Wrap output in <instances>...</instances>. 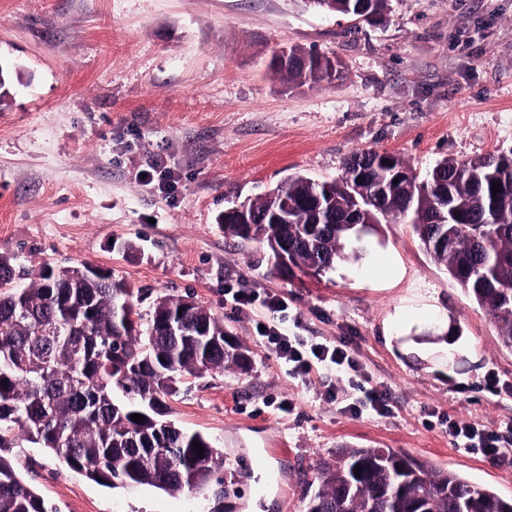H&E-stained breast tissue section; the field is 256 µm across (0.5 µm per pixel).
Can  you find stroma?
<instances>
[{
	"mask_svg": "<svg viewBox=\"0 0 512 512\" xmlns=\"http://www.w3.org/2000/svg\"><path fill=\"white\" fill-rule=\"evenodd\" d=\"M292 46L334 60L335 80L270 76ZM0 69V256L29 273L112 269L143 312L192 296L252 357L246 373L183 376L166 400L170 419L223 453L237 495L112 489L40 446L6 449L58 512H303L316 465L345 445L394 448L512 498V468L448 435L452 419L512 424V394L488 383H512V350L409 225L380 224L358 264L311 275L278 272L218 223L290 174L340 177L357 150L421 174L443 158L512 153V0H389L355 26L306 0H0ZM159 157L166 193L140 179ZM229 284L252 305L237 310ZM261 323L347 344L355 382L320 368L290 377ZM451 328L466 353L449 351ZM372 387L387 390L388 413L350 414Z\"/></svg>",
	"mask_w": 512,
	"mask_h": 512,
	"instance_id": "stroma-1",
	"label": "stroma"
}]
</instances>
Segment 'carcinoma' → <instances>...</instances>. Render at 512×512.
Returning a JSON list of instances; mask_svg holds the SVG:
<instances>
[{"label":"carcinoma","mask_w":512,"mask_h":512,"mask_svg":"<svg viewBox=\"0 0 512 512\" xmlns=\"http://www.w3.org/2000/svg\"><path fill=\"white\" fill-rule=\"evenodd\" d=\"M308 65H271L283 82L319 84L336 71L320 67L315 51L291 48ZM385 155L379 150L353 153L341 177L318 183L292 176L266 196L248 205L262 210L286 195L294 204L286 224L224 225V234L255 242L271 250L284 235L294 245L293 266L327 272L338 262H357L361 253L347 249L355 238L341 224L343 206L351 201L354 174L369 161ZM448 178L451 224H426L425 213L436 200L423 188L419 211L386 196L375 170L368 172L366 190L375 222L401 220L411 225L424 251L443 267L495 324L504 347L512 349V155L490 154L467 161L442 159L418 183H428L435 171ZM501 192L492 194V183ZM329 196L331 207L316 213L313 202L301 197L310 190ZM85 264L42 266L26 285L23 274L0 257V449L16 447V435L55 455L68 469L112 489L142 486L165 492H211L220 502L232 483L218 475L223 460L209 439L186 432L155 409L162 398L177 393L185 374L234 368L248 372L252 361L242 355L224 356V349L206 350L202 338L174 339L161 328L163 316H179L209 329V339L227 332L209 309L183 299L160 297L152 311L134 308V291L112 270L93 288L80 287ZM141 414L136 422L131 415ZM203 447V457L194 451ZM362 473L353 477L352 467ZM317 490L308 495L305 512H512V499L477 486L464 476L420 461L390 448H338L330 460L319 462ZM0 512H56L0 455Z\"/></svg>","instance_id":"obj_1"}]
</instances>
